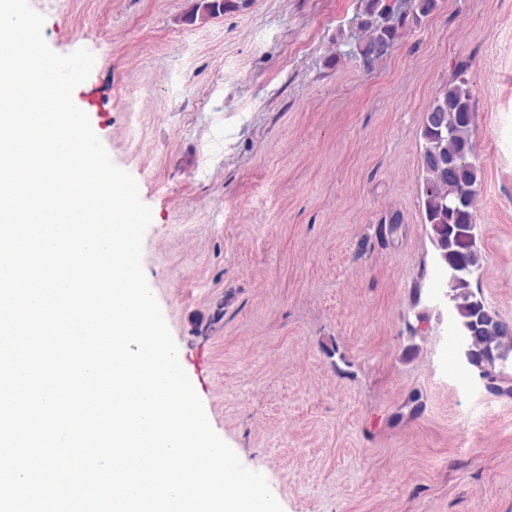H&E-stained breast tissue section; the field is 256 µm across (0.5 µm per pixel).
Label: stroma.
<instances>
[{
    "label": "stroma",
    "instance_id": "obj_1",
    "mask_svg": "<svg viewBox=\"0 0 512 512\" xmlns=\"http://www.w3.org/2000/svg\"><path fill=\"white\" fill-rule=\"evenodd\" d=\"M196 2L29 0L95 56L73 100L152 210L143 269L211 426L284 512H512V370L500 395L457 362L419 278L421 129L466 60L477 287L512 321V0H437L368 72L362 0Z\"/></svg>",
    "mask_w": 512,
    "mask_h": 512
}]
</instances>
